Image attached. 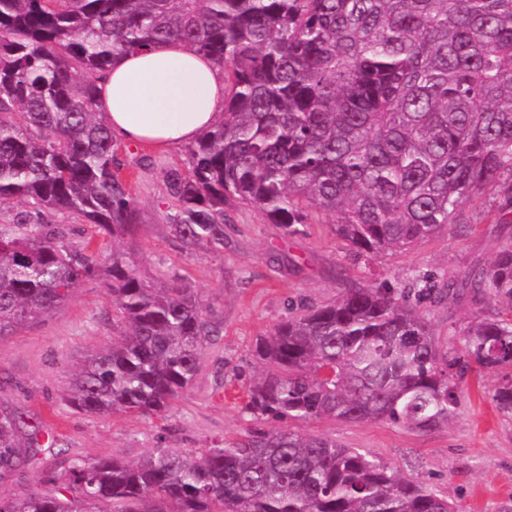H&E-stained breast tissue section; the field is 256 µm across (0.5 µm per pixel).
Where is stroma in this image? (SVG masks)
I'll return each mask as SVG.
<instances>
[{"label":"stroma","instance_id":"35a3bbf8","mask_svg":"<svg viewBox=\"0 0 512 512\" xmlns=\"http://www.w3.org/2000/svg\"><path fill=\"white\" fill-rule=\"evenodd\" d=\"M119 176L142 216L135 242L138 271L158 284L184 280L214 310L219 335L210 337L192 387L162 418L131 413L88 415L71 408L65 396L77 364L112 341L114 308L104 284L86 281L43 322L0 339V410L22 420V431L36 434L41 451L22 479L0 492L23 495L40 490L41 479L76 459L116 456L136 460L167 448L201 454L252 430L274 429L245 409V384L258 370L252 357L257 336L273 331L290 304L333 303L345 288H370L382 281L404 282L416 271L460 277L487 265L512 224L491 223L493 194H483L468 212L474 227L451 230L400 254L359 258L332 229L331 214L312 209L303 235L289 237L246 205L224 211V246H189L173 238L167 215L172 207L164 176L188 167V149L157 151L119 143ZM51 224L67 225L62 240L70 251L107 255L122 243L71 214H47ZM495 375L469 376L457 417L427 432L386 422L334 420L293 422L369 452L427 485L451 494L458 512H512V418L491 402Z\"/></svg>","mask_w":512,"mask_h":512}]
</instances>
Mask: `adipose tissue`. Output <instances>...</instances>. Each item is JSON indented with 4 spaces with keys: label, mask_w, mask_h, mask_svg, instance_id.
Segmentation results:
<instances>
[{
    "label": "adipose tissue",
    "mask_w": 512,
    "mask_h": 512,
    "mask_svg": "<svg viewBox=\"0 0 512 512\" xmlns=\"http://www.w3.org/2000/svg\"><path fill=\"white\" fill-rule=\"evenodd\" d=\"M98 108L114 139L160 149L195 141L222 117L224 78L182 43L117 56Z\"/></svg>",
    "instance_id": "ef3b65f1"
}]
</instances>
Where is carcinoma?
I'll return each instance as SVG.
<instances>
[{
    "label": "carcinoma",
    "mask_w": 512,
    "mask_h": 512,
    "mask_svg": "<svg viewBox=\"0 0 512 512\" xmlns=\"http://www.w3.org/2000/svg\"><path fill=\"white\" fill-rule=\"evenodd\" d=\"M182 42L224 71V116L172 169L167 216L185 243L224 248V207L255 208L285 234L305 210L336 218L360 256L402 253L455 224L490 190L512 224V0H0V338L105 276L116 335L74 374L77 410L164 417L199 371L213 312L181 280L157 287L134 253L69 252L44 211L135 240L141 218L114 171L97 109L112 58ZM496 307L436 334L424 307ZM253 355L264 365L248 413L284 423L197 459L161 450L128 462L73 461L0 512H455L397 468L293 420L382 421L431 431L456 417L464 380L500 374L512 415V241L462 279L417 271L290 311ZM0 411V485L39 449Z\"/></svg>",
    "instance_id": "1"
}]
</instances>
